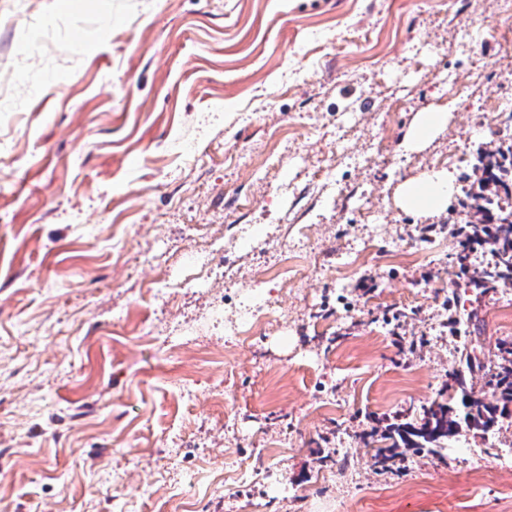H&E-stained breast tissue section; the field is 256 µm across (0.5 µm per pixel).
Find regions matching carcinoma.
I'll return each mask as SVG.
<instances>
[{
  "mask_svg": "<svg viewBox=\"0 0 512 512\" xmlns=\"http://www.w3.org/2000/svg\"><path fill=\"white\" fill-rule=\"evenodd\" d=\"M478 180L487 190L475 198L474 219L462 231L463 249L487 245L497 257L491 267L474 270L468 280L472 288H495L512 283V213L497 206L512 196V142H502L496 150L478 153ZM501 362L491 372L493 400L487 402L474 391V379L485 372L484 363L463 355L465 371L451 376L446 387L448 396L422 409L420 417L407 416L378 435L363 438V444L373 449L372 465L379 471L392 469L404 451L425 449L434 453L443 443L459 434L464 427L483 433L493 432L512 420V342L498 344Z\"/></svg>",
  "mask_w": 512,
  "mask_h": 512,
  "instance_id": "carcinoma-1",
  "label": "carcinoma"
}]
</instances>
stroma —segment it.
Instances as JSON below:
<instances>
[{
	"instance_id": "stroma-1",
	"label": "stroma",
	"mask_w": 512,
	"mask_h": 512,
	"mask_svg": "<svg viewBox=\"0 0 512 512\" xmlns=\"http://www.w3.org/2000/svg\"><path fill=\"white\" fill-rule=\"evenodd\" d=\"M511 44L496 0H0V512H512V425L362 443L512 341L457 263ZM446 120L447 114L445 112L423 113L416 122L414 132L410 139V147L415 149L425 144L439 132L446 123ZM453 180L448 173H437L406 183L401 190V204L422 217H433L448 204Z\"/></svg>"
}]
</instances>
